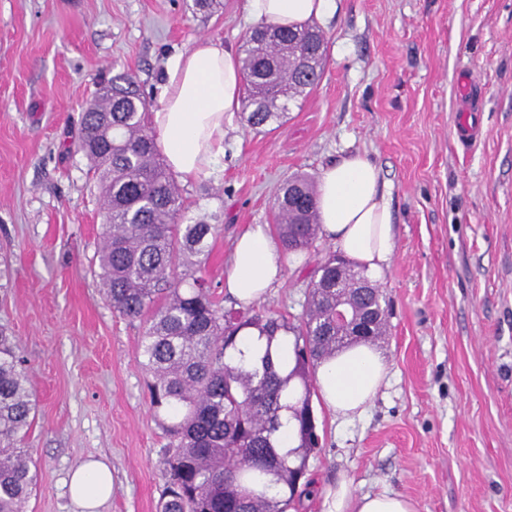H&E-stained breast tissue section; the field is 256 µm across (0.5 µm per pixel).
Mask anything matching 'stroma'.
Wrapping results in <instances>:
<instances>
[{
  "mask_svg": "<svg viewBox=\"0 0 512 512\" xmlns=\"http://www.w3.org/2000/svg\"><path fill=\"white\" fill-rule=\"evenodd\" d=\"M243 0H0V323L35 396L23 445L36 462L27 512H77L66 481L88 457L112 468L102 512H157L167 439L135 356L142 324L113 312L93 272L102 217L78 149L101 81L128 73L157 109L172 54L209 37L241 46ZM319 84L272 131L238 122L218 176L182 184L186 221L215 224L202 270L224 277L236 238L292 175L359 154L381 171L396 250L378 285L389 380L342 424L315 407L316 486L394 492L418 512H512V0H338L320 21ZM318 239L285 254L254 312L298 322Z\"/></svg>",
  "mask_w": 512,
  "mask_h": 512,
  "instance_id": "obj_1",
  "label": "stroma"
}]
</instances>
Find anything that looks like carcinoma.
<instances>
[{
    "label": "carcinoma",
    "instance_id": "cac0c4a2",
    "mask_svg": "<svg viewBox=\"0 0 512 512\" xmlns=\"http://www.w3.org/2000/svg\"><path fill=\"white\" fill-rule=\"evenodd\" d=\"M241 62L243 118L260 131L282 123L288 102L317 85L326 38L314 25L259 26L245 40ZM109 85L83 115L78 149L104 220L94 258L100 286L113 311L143 321L136 362L151 377V405L167 437L158 512H288L311 495L308 462L321 444L312 372L340 348L385 335L386 299L375 285L361 287L366 276L332 254L315 269L296 325L220 307L202 275L214 225L204 218L184 223L188 206L156 148L137 81L119 74ZM316 197L312 179L300 175L275 200L276 232L291 253L318 239ZM340 302L351 325L368 323L367 335L336 328ZM247 328L270 341L281 330L292 333L293 365L268 354L251 370L226 362ZM283 410L291 412L298 446L281 454L273 437ZM33 419L21 346L0 325V512H25L33 490L29 449L18 446Z\"/></svg>",
    "mask_w": 512,
    "mask_h": 512
}]
</instances>
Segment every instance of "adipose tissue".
Segmentation results:
<instances>
[{
    "instance_id": "1",
    "label": "adipose tissue",
    "mask_w": 512,
    "mask_h": 512,
    "mask_svg": "<svg viewBox=\"0 0 512 512\" xmlns=\"http://www.w3.org/2000/svg\"><path fill=\"white\" fill-rule=\"evenodd\" d=\"M336 8V0H246L244 5L253 22L294 29L327 17ZM159 103L151 123L167 167L184 182L212 177L224 156V137L243 108L238 52L219 40L196 39L166 63ZM317 209L321 235L370 279H381L396 241L387 185L379 169L358 154L324 167L318 178ZM282 274L280 250L257 224L237 239L224 287L239 304L248 306ZM291 340L287 332L270 341L258 330L247 329L227 359L254 366L269 351L287 361ZM387 375L386 360L375 346H348L319 364V399L336 420L350 421L368 409ZM68 491L80 512H100L112 496L109 465L96 459L83 462L72 471ZM323 512H416V506L397 493L353 494L341 480L325 488Z\"/></svg>"
}]
</instances>
